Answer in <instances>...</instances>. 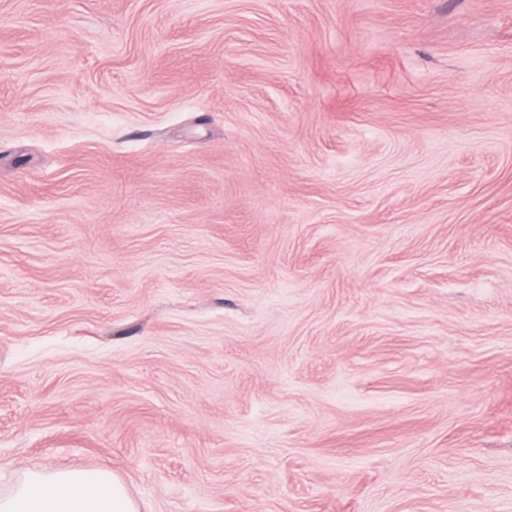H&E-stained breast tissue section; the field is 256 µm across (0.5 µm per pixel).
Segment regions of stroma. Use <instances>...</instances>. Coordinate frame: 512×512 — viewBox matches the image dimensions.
<instances>
[{"instance_id":"obj_1","label":"stroma","mask_w":512,"mask_h":512,"mask_svg":"<svg viewBox=\"0 0 512 512\" xmlns=\"http://www.w3.org/2000/svg\"><path fill=\"white\" fill-rule=\"evenodd\" d=\"M512 512V0H0V493ZM1 512H139L122 480L107 468L26 472Z\"/></svg>"}]
</instances>
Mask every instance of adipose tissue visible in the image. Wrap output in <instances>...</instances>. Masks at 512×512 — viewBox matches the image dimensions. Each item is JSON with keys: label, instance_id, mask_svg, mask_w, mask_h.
Listing matches in <instances>:
<instances>
[{"label": "adipose tissue", "instance_id": "adipose-tissue-1", "mask_svg": "<svg viewBox=\"0 0 512 512\" xmlns=\"http://www.w3.org/2000/svg\"><path fill=\"white\" fill-rule=\"evenodd\" d=\"M0 512H139V508L109 469L72 468L25 473L11 494L0 496Z\"/></svg>", "mask_w": 512, "mask_h": 512}]
</instances>
